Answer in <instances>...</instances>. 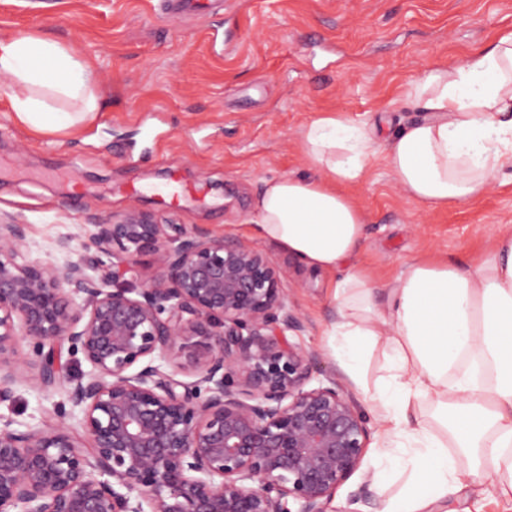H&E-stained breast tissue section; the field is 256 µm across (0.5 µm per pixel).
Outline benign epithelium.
Wrapping results in <instances>:
<instances>
[{
  "instance_id": "obj_1",
  "label": "benign epithelium",
  "mask_w": 512,
  "mask_h": 512,
  "mask_svg": "<svg viewBox=\"0 0 512 512\" xmlns=\"http://www.w3.org/2000/svg\"><path fill=\"white\" fill-rule=\"evenodd\" d=\"M58 246L62 266L33 258L26 225L0 221V403L27 340L35 382L81 414L78 432L57 411L0 423V512H334L371 430L289 340L300 319L267 257L135 207Z\"/></svg>"
}]
</instances>
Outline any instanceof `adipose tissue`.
Returning a JSON list of instances; mask_svg holds the SVG:
<instances>
[{"instance_id":"adipose-tissue-1","label":"adipose tissue","mask_w":512,"mask_h":512,"mask_svg":"<svg viewBox=\"0 0 512 512\" xmlns=\"http://www.w3.org/2000/svg\"><path fill=\"white\" fill-rule=\"evenodd\" d=\"M0 75L34 130L72 129L100 110L91 66L58 41L0 38ZM410 94L426 119L383 140L377 125L337 114L310 122L300 145L315 177L265 179L250 230L309 270L344 269L331 284L329 347L372 402L384 447L410 448L403 465L414 479L383 512H449L490 471L493 493L512 499V225L469 267L415 260L381 288L356 261L366 215L348 189L380 157L407 197L442 209L482 196L512 168V34L429 69ZM378 348L386 374L371 385L367 360ZM429 398L456 448L425 422Z\"/></svg>"}]
</instances>
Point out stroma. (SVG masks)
I'll use <instances>...</instances> for the list:
<instances>
[{"mask_svg":"<svg viewBox=\"0 0 512 512\" xmlns=\"http://www.w3.org/2000/svg\"><path fill=\"white\" fill-rule=\"evenodd\" d=\"M20 32L89 61L101 105L84 128L37 132L17 120L0 76V219L26 225L32 257L64 264L59 238L132 207L241 241L278 269L302 322L291 341L337 375L325 347L336 317L328 279L250 235L253 198L263 179L309 176L300 133L318 117L425 119L412 82L512 32V0H212L208 16L163 0H0V37ZM173 178L186 188L179 201L151 194ZM352 194L368 214L358 261L381 286L415 257L469 265L512 224L507 170L480 198L430 210L378 160ZM63 399L30 380L0 417L33 425ZM409 476L368 448L332 505L347 512L364 485L360 512H379Z\"/></svg>","mask_w":512,"mask_h":512,"instance_id":"obj_1","label":"stroma"}]
</instances>
